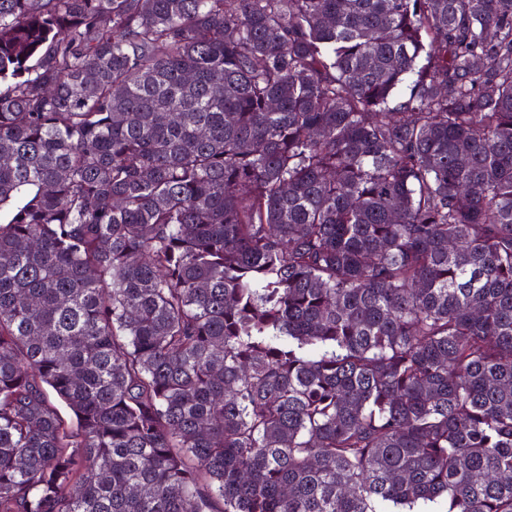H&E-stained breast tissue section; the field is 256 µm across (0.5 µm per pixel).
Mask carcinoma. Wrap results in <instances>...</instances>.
<instances>
[{
  "mask_svg": "<svg viewBox=\"0 0 512 512\" xmlns=\"http://www.w3.org/2000/svg\"><path fill=\"white\" fill-rule=\"evenodd\" d=\"M430 503L512 512V0H0V512Z\"/></svg>",
  "mask_w": 512,
  "mask_h": 512,
  "instance_id": "obj_1",
  "label": "carcinoma"
}]
</instances>
